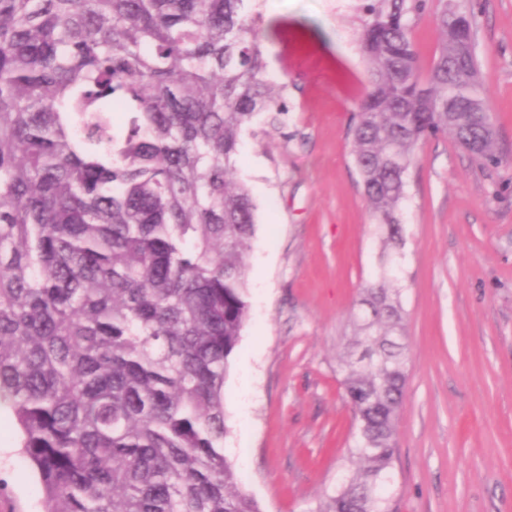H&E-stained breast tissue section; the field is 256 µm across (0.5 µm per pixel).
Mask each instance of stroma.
I'll return each mask as SVG.
<instances>
[{
	"label": "stroma",
	"mask_w": 512,
	"mask_h": 512,
	"mask_svg": "<svg viewBox=\"0 0 512 512\" xmlns=\"http://www.w3.org/2000/svg\"><path fill=\"white\" fill-rule=\"evenodd\" d=\"M471 14L497 163L451 135L422 141L402 210L406 394L395 512H512V0H459ZM278 127L241 136L251 191L249 319L224 384V453L262 512H311L350 466L353 413L338 358L375 278L377 222L352 157L368 86L359 0H266ZM0 407V512H42L36 474Z\"/></svg>",
	"instance_id": "35a3bbf8"
}]
</instances>
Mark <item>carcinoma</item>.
I'll list each match as a JSON object with an SVG mask.
<instances>
[{"mask_svg":"<svg viewBox=\"0 0 512 512\" xmlns=\"http://www.w3.org/2000/svg\"><path fill=\"white\" fill-rule=\"evenodd\" d=\"M263 0H0V405L44 512H261L224 455V381L249 317L255 204L241 134L286 111ZM362 0L370 88L354 160L386 261L340 362L359 466L312 512H393L384 495L407 383L400 211L418 145L446 132L497 163L470 15ZM481 108L448 111V86ZM439 0H427L425 11L416 19L412 36L420 54L423 69H427L438 42V32L434 24V13Z\"/></svg>","mask_w":512,"mask_h":512,"instance_id":"cac0c4a2","label":"carcinoma"}]
</instances>
